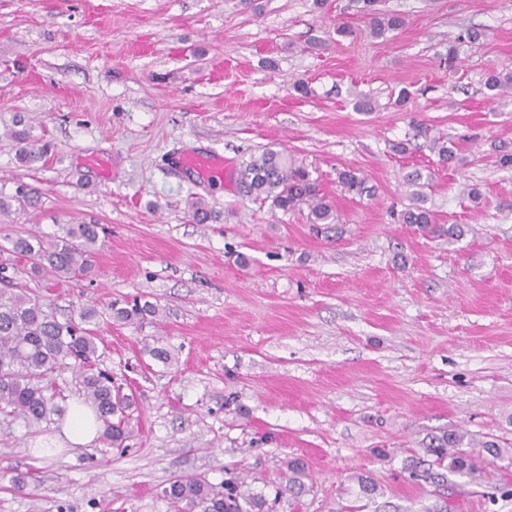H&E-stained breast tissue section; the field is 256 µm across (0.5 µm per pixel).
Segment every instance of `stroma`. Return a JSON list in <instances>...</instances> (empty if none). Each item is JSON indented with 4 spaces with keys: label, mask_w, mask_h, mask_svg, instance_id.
<instances>
[{
    "label": "stroma",
    "mask_w": 512,
    "mask_h": 512,
    "mask_svg": "<svg viewBox=\"0 0 512 512\" xmlns=\"http://www.w3.org/2000/svg\"><path fill=\"white\" fill-rule=\"evenodd\" d=\"M376 7L405 26L372 37L358 0H0V196L34 193L0 216V244L104 227L90 274L25 283L62 319L97 303L96 366L140 420L129 448L56 455L59 423L13 421L0 470L41 483L0 488V512H166L173 476L234 468L260 492L294 458L308 490L276 512H512V460L483 448H512V92L485 85L512 74V0ZM20 128L41 160L19 163ZM438 137L455 162L438 164ZM269 146L320 181L327 233L243 193L240 166ZM192 152L222 156V178L181 165ZM343 169L370 195L345 192ZM197 198L212 222L193 221ZM417 203L464 236L401 223ZM134 296L157 323H112ZM450 431L481 478H423Z\"/></svg>",
    "instance_id": "obj_1"
}]
</instances>
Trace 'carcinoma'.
<instances>
[{
	"label": "carcinoma",
	"mask_w": 512,
	"mask_h": 512,
	"mask_svg": "<svg viewBox=\"0 0 512 512\" xmlns=\"http://www.w3.org/2000/svg\"><path fill=\"white\" fill-rule=\"evenodd\" d=\"M374 0H364L369 32L375 37L402 28L404 18L399 14L379 13L372 9ZM19 144L18 160L24 164L42 158L43 148L24 131L14 133ZM343 188L354 195L366 192L365 179L356 172L343 170L338 174ZM243 192L271 207L286 213L308 209L311 224H334L336 211L322 192L317 180L307 168L284 150L265 148L251 158L239 173ZM404 224L417 227L436 237L446 236L456 241L464 234L457 224L445 226L436 221L432 211L421 206L410 207L401 213ZM60 234L46 240L31 233L10 240L4 252L22 256L30 270L55 278H71L89 271L91 258L100 236L97 224H61ZM112 321L141 326L159 314L157 305L142 301H112L108 305ZM99 312L93 305L79 307L77 318L60 321L52 304L23 288L10 275H0V414L21 417L29 425L48 422L62 415L55 402L57 392L47 383L48 375L56 368L72 362L76 368V384L82 390L84 402L91 405L101 422V438L114 448H125L135 437L133 414L136 402L114 385L112 377L94 372L91 361L98 351L96 330L91 328ZM465 435L449 433L427 448L434 456L431 465L438 472L426 470V478H445L440 470L479 478V470L466 462L457 448ZM288 492L298 496L306 493L304 465L296 460L288 463ZM244 479L231 476L218 483L196 475L174 477L163 487L160 498L167 512H271L264 495L243 490Z\"/></svg>",
	"instance_id": "1"
}]
</instances>
